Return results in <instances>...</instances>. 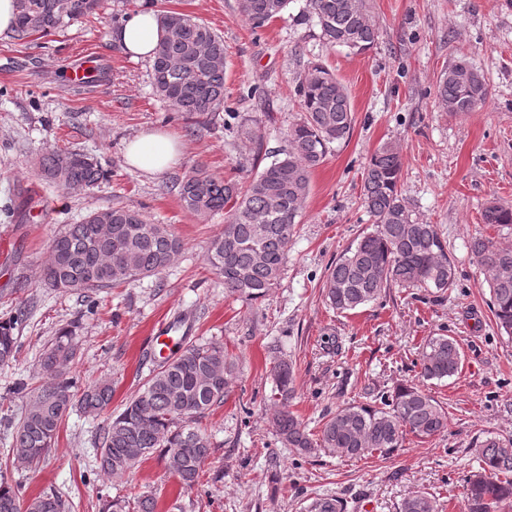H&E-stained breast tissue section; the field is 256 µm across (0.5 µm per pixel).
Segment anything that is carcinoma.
Here are the masks:
<instances>
[{
	"instance_id": "carcinoma-1",
	"label": "carcinoma",
	"mask_w": 512,
	"mask_h": 512,
	"mask_svg": "<svg viewBox=\"0 0 512 512\" xmlns=\"http://www.w3.org/2000/svg\"><path fill=\"white\" fill-rule=\"evenodd\" d=\"M101 0H15L17 39L48 36L81 17L94 15ZM303 16L315 18L322 39L332 46L366 52L379 30L368 0H307ZM290 0H238L240 15L255 27L283 16ZM164 30L152 63V88L172 112L188 116L224 111V37L189 14L162 10ZM301 117L288 132L287 147L245 186L192 167L179 182L184 208L198 219L227 212L224 233L211 242L210 267L224 278L225 291L247 300L266 296L276 287L288 259V245L310 192L311 174L321 165L329 145L349 137L353 109L346 87L325 67L309 66L298 80ZM436 97L453 114L484 106L488 88L484 75L459 57L442 73ZM66 150L38 158L41 175L62 189L87 190L106 178L97 158L66 171L57 180ZM403 162L397 145L387 142L371 155L363 172L362 203L374 229L363 234L328 269L326 301L340 313L376 301L386 288L427 286L450 288L455 267L437 225L413 217L398 190ZM487 224L512 225V208L487 206ZM43 268V280L64 292L115 288L136 276L155 275L173 261L180 242L167 224H151L131 207H110L89 213L77 224L65 225L53 238ZM470 251L490 289L496 323L512 336V274L500 277L498 268L512 270V246L497 245L481 236ZM17 318L0 319V364L15 359ZM78 343L64 329L45 349L40 366L43 383L30 389L28 408L19 422L14 446L22 463L33 466L47 454L63 418L75 407L90 415L108 410L112 384L101 381L78 392L67 377ZM462 351L448 336L431 337L420 355V376L442 381L456 375ZM236 361L220 344L186 348L150 375L123 411L103 427L99 468L120 476L155 451L161 452L168 472L182 487L200 483L202 464L213 453L209 436L198 418L223 402ZM276 409L272 423L287 448L312 454L328 448L339 456L357 457L375 451L390 453L406 435L427 438L448 428V414L438 402L413 385L397 388L379 406L340 407L314 434L289 409L294 396V367L281 358L272 368ZM188 452L180 455L177 449ZM479 467L466 482L467 512H493L512 499V440L487 438L476 449ZM133 508L109 501L105 512H156L151 495L132 497ZM440 504L427 492L406 498L401 512H439ZM59 495L25 497L19 485L0 481V512H62ZM332 496L314 500L310 512H344Z\"/></svg>"
}]
</instances>
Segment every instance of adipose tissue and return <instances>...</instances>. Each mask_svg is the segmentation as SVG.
<instances>
[{"label":"adipose tissue","instance_id":"adipose-tissue-1","mask_svg":"<svg viewBox=\"0 0 512 512\" xmlns=\"http://www.w3.org/2000/svg\"><path fill=\"white\" fill-rule=\"evenodd\" d=\"M163 31L154 11L138 9L112 31V40L134 59L153 61ZM182 145L171 133L151 129L140 132L125 145L129 166L146 176L162 174L175 166Z\"/></svg>","mask_w":512,"mask_h":512}]
</instances>
